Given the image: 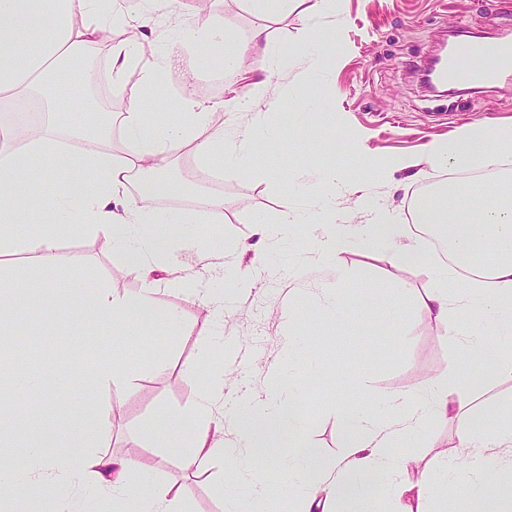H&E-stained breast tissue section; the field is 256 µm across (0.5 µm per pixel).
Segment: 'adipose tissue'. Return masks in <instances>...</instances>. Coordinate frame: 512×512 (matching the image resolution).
<instances>
[{
  "label": "adipose tissue",
  "instance_id": "adipose-tissue-1",
  "mask_svg": "<svg viewBox=\"0 0 512 512\" xmlns=\"http://www.w3.org/2000/svg\"><path fill=\"white\" fill-rule=\"evenodd\" d=\"M246 2L255 18L251 37L230 46L220 20L202 27L187 22L192 12L188 0H141L136 13L124 8V0H0V106L12 111L34 101L49 115L41 132L20 144L15 141L14 123L0 124V251L19 243L35 254L42 275L41 298L63 317L94 316L111 326L117 337L128 335L131 327L155 322L177 329L180 313L156 304L157 285L162 276L174 272L173 250L203 255L209 245L196 236L172 239L160 227L223 223L224 197L214 194L186 208L151 207L152 198L171 189L165 178L171 157L187 146L205 159L218 152L226 166L249 178L266 143L238 126L211 123L212 113L227 106L240 113L249 111L246 99L227 102L184 96L177 103L181 118L176 122L168 120L165 108L149 102L146 94L157 86L168 63L162 55L152 65H139L145 44L156 34L158 10L178 20L179 44L199 46L197 69H217L232 76L241 75L246 58L268 41L274 16L300 5L308 16L321 19L342 11V0ZM320 35L316 28H305L300 47L277 51L264 67L265 79L293 68L297 81L304 83L328 71L334 58L319 46ZM103 36L108 39L106 80L113 94L126 101L120 124L129 148L121 154L92 136L100 108L67 78L81 54ZM136 67L141 70L140 89L133 92L128 74ZM71 97L77 100V114L68 117L59 106ZM509 151L511 127L468 124L455 137L433 142L420 162L438 168L476 164L492 174ZM35 156L48 157L50 168L30 167ZM51 181L56 188L50 192L46 185ZM21 182L29 196H47L54 221L31 223L18 241L13 226L19 216L16 187ZM459 195L457 182H445L423 201L414 229L380 213L372 224H331L327 233L309 237L306 244L322 259L335 261L331 311L358 329L368 322L357 300L345 293L352 273L336 259L355 239L367 245L399 246V267L420 269L436 283L416 299V306L425 317L445 325L451 343L475 353L484 367L480 379H467L457 367L445 365L406 392L384 398L381 410L342 414L343 450L323 463L314 477L309 474L308 455L300 451L307 419L296 389L278 365L269 366V384L262 396L251 399L249 411L235 413L226 409V391L235 372L224 362L206 361L208 382L192 411L161 413L145 430L144 439L152 447L175 450L176 465L188 473L212 460L227 463L226 512H270L275 493L253 475L273 457L285 472L282 489L290 494L289 512H332L338 501L344 502L345 512H365L359 487L370 476L389 483L392 512H426L430 502L447 512V483L414 476L417 459L406 452L411 445L433 447L423 429L431 419L448 424L456 433L452 454L438 456V464L446 469L452 458H463L476 475L470 512H512V483L501 478L503 471L512 470V420L496 421L472 405L480 387L512 382V196H501L490 185L470 197L466 210L460 212L451 205ZM63 228L106 233L113 250L140 279L139 291L120 294L102 288L90 312L72 309L68 297L81 290L85 271L78 261L61 256L58 234ZM425 235L438 240L442 258L426 260L421 241ZM484 240L493 246V261L475 276L462 277L461 269L473 265L475 246ZM476 309L496 325L500 341L495 348H486L479 324L468 320ZM102 432V422L89 424L57 452L55 432L43 430L38 441L29 443L24 459L0 464V502L18 512L23 495L35 493L58 504L59 512H80L81 494L90 493L110 502L112 512H190L179 492L159 485L136 457L99 452Z\"/></svg>",
  "mask_w": 512,
  "mask_h": 512
}]
</instances>
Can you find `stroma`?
Instances as JSON below:
<instances>
[{
	"instance_id": "obj_1",
	"label": "stroma",
	"mask_w": 512,
	"mask_h": 512,
	"mask_svg": "<svg viewBox=\"0 0 512 512\" xmlns=\"http://www.w3.org/2000/svg\"><path fill=\"white\" fill-rule=\"evenodd\" d=\"M206 16L223 19L228 40L243 42L251 36L254 18L243 0H209L207 10L194 11L190 21L195 24ZM451 30L492 39L512 34V0H343L335 29L325 33L334 42L336 68L307 84L296 82L291 72L263 83L267 55H255L250 72L232 80L221 72L194 69L190 54L174 48V64L155 91L157 100L173 105L187 93L226 100L247 97L252 109L235 118L238 125L259 119L270 132L268 150L257 157V172L250 178L227 168L218 154L205 161L192 154L172 161L170 182L185 181L196 171L210 173L214 179L209 190L224 194L223 223L179 225V232L203 237L211 246L206 256L179 254L180 275H194L222 261L250 266V247L259 242L255 222L277 223L287 205L306 213L321 177L332 171L349 177L347 190L332 202L335 217L350 215L352 200L367 194L394 223H413L414 205L440 185L441 174L431 168L392 169L368 182L350 154L352 147L374 156L417 159L430 142L452 137L464 125L489 122L512 127V80L447 97L421 88L419 65ZM283 89L290 99L312 103L314 111L306 124L297 123L293 108H271ZM278 156L294 157L297 164L272 180L265 170ZM308 232V225L301 224L294 237L264 243L275 254L276 265L256 272V286L250 292H232L217 279L209 287L224 297L225 335L245 341L232 359L241 378L227 392L231 400L261 394L267 367L281 361L283 304L294 303L307 313L309 322L300 328L295 354L319 378L318 384L300 389L309 419L307 443L317 467L341 452L338 411L380 406L384 395L407 391L436 367H462L469 355L452 347L444 326L422 316L413 305L390 327L368 328L357 337L345 323L323 318L319 307L326 272L302 247ZM59 252L80 260L87 275L83 292L72 300L74 306L90 307L95 291L103 286L121 294L137 293L141 286L104 233L64 235ZM340 261L355 277V298L373 319L387 301L379 286L412 298L433 286L419 270L397 269L392 250L382 243L366 249L352 242ZM40 276L33 254L19 248L0 255V283L14 289L17 322L15 335H0V397L13 402L27 418L25 436L0 434V458H21L26 452L22 439L36 438L45 426L55 425L68 434L100 418L108 425L103 452L142 457L144 468L153 470L160 484L180 490L191 512H224L219 491L224 464L217 461L202 472L187 474L165 451L143 447L141 440L142 429L154 417L189 410L197 399L205 380L196 368L201 343L215 325L207 298L189 300L174 285H163L155 300L180 311L179 335L157 323L126 337L125 349L141 359L142 367L129 383L106 386L97 378V366L101 356L112 352L111 327L89 320L70 322L51 306H34ZM27 365L43 375L54 392L52 401L35 404L13 390L18 367Z\"/></svg>"
}]
</instances>
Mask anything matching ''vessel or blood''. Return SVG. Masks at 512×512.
<instances>
[{
  "label": "vessel or blood",
  "instance_id": "1",
  "mask_svg": "<svg viewBox=\"0 0 512 512\" xmlns=\"http://www.w3.org/2000/svg\"><path fill=\"white\" fill-rule=\"evenodd\" d=\"M512 74V44L480 43L454 49L441 72L458 85H488Z\"/></svg>",
  "mask_w": 512,
  "mask_h": 512
}]
</instances>
